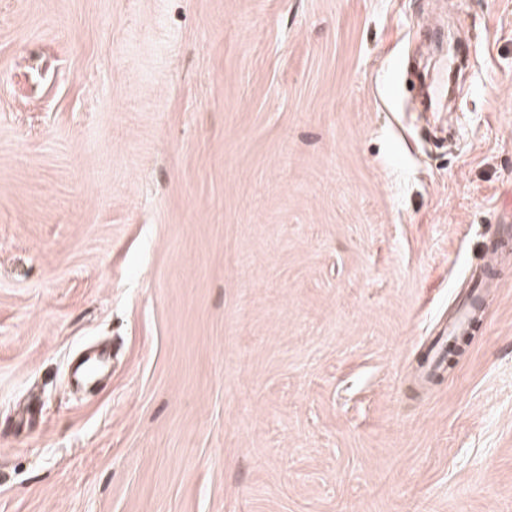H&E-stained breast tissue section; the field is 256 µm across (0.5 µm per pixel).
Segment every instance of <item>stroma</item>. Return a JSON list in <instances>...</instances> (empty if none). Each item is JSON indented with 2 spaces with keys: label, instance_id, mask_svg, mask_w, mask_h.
<instances>
[{
  "label": "stroma",
  "instance_id": "stroma-1",
  "mask_svg": "<svg viewBox=\"0 0 512 512\" xmlns=\"http://www.w3.org/2000/svg\"><path fill=\"white\" fill-rule=\"evenodd\" d=\"M0 0V512H512V0ZM112 380L68 385L84 344ZM494 283L488 279H477L470 289L468 297L462 301L455 317L443 325L438 331V338L428 350L426 363L422 368L424 376L441 370L442 354L449 341L463 338L469 335V324L473 314L481 307L487 288H492Z\"/></svg>",
  "mask_w": 512,
  "mask_h": 512
}]
</instances>
